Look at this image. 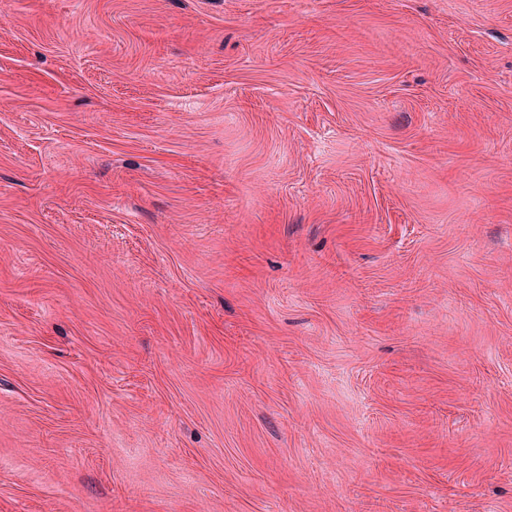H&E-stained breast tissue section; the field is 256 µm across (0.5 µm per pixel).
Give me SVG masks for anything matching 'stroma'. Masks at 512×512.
<instances>
[{
  "instance_id": "obj_1",
  "label": "stroma",
  "mask_w": 512,
  "mask_h": 512,
  "mask_svg": "<svg viewBox=\"0 0 512 512\" xmlns=\"http://www.w3.org/2000/svg\"><path fill=\"white\" fill-rule=\"evenodd\" d=\"M0 512H512V0H6Z\"/></svg>"
}]
</instances>
